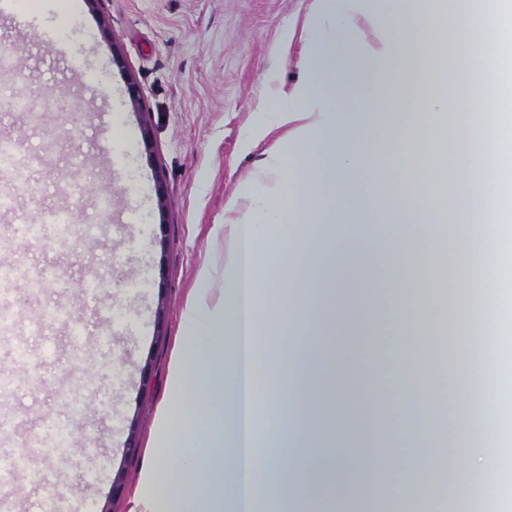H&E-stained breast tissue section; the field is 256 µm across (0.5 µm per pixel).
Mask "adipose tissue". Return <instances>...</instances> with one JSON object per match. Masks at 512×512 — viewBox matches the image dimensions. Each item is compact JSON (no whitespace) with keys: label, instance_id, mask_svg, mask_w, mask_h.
Returning <instances> with one entry per match:
<instances>
[{"label":"adipose tissue","instance_id":"obj_1","mask_svg":"<svg viewBox=\"0 0 512 512\" xmlns=\"http://www.w3.org/2000/svg\"><path fill=\"white\" fill-rule=\"evenodd\" d=\"M363 0H320L317 23H306L309 79L280 90L272 125L289 151L275 158V177L252 200L246 218L224 227L233 243L217 303L197 296L183 316L186 347L171 375L173 406L160 433L178 440L174 455L145 469L129 512H260L279 492L288 512H326L321 491L348 494L347 512H454L458 502L498 481L502 456L476 419L492 421L512 403V377L500 376L493 345L475 335L482 303L474 257L483 240L470 229L512 215V190L495 186L470 200L471 156L480 141L499 142L512 157L504 115L484 112L470 135L449 136L455 99L448 81L469 86L472 73L448 70V49L470 58L458 20L474 0H387L392 25L374 24ZM376 28L374 43L360 28ZM347 43L373 70L396 68L401 109L380 111L336 80V51ZM377 152L393 160L397 179L386 196L372 191ZM431 186L433 194L422 193ZM429 229L415 238L411 267L422 299L402 286L396 227ZM288 248L286 267H267L271 241ZM287 283L270 304L260 277ZM353 279L360 299L335 301L334 288ZM451 300L452 311L442 310ZM347 310L335 355L289 381L273 365L275 337L289 332L315 345L327 311ZM388 315L390 357L376 346L378 319ZM454 354H447L443 336ZM265 380L276 400L270 431L255 438L251 415ZM399 405L412 430L388 431L372 450L365 413L388 419ZM437 417L440 431L429 426ZM298 451H288L289 442ZM463 467L470 479L452 478ZM384 474V482L373 477Z\"/></svg>","mask_w":512,"mask_h":512}]
</instances>
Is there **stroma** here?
I'll return each instance as SVG.
<instances>
[{
	"label": "stroma",
	"mask_w": 512,
	"mask_h": 512,
	"mask_svg": "<svg viewBox=\"0 0 512 512\" xmlns=\"http://www.w3.org/2000/svg\"><path fill=\"white\" fill-rule=\"evenodd\" d=\"M77 2L70 12L66 0H34L29 14L0 16V43L17 53L20 89L44 113L35 125L24 113L0 109V140L15 143L30 188L10 212H0V266L42 274L38 288L23 275L14 286L20 328L42 323V335L27 339L30 362L0 345V374L15 380L0 397L15 421L13 450L49 477L39 487L22 476L0 485L25 512H38L40 499L60 487L82 512H128L139 475L157 456L149 444L172 402L183 314L198 288L216 296L224 286L229 243L222 227L244 215L227 203L261 193L283 148L275 134L249 146L244 140L258 122L271 120L274 91L304 79L302 26L319 9L317 0ZM489 8L477 0L462 20L485 59L477 94L488 81L512 91V48L491 36ZM33 14L80 56V72L51 66L25 30ZM336 69L362 96L378 87L396 103L394 71L371 72L348 49ZM131 81L141 91L137 106L127 93ZM68 184L84 187V195H67ZM101 195L112 196V212L97 214ZM62 206L80 222L96 215L100 235L59 238L45 218ZM30 220L45 223L39 240L21 235ZM93 276L100 288L89 300L82 287ZM62 306L89 335L84 357H70L68 330L51 318ZM47 341L56 358L43 356ZM64 431L72 441L61 446L55 436ZM35 435L41 446H30ZM89 472L96 476L91 487Z\"/></svg>",
	"instance_id": "obj_1"
}]
</instances>
